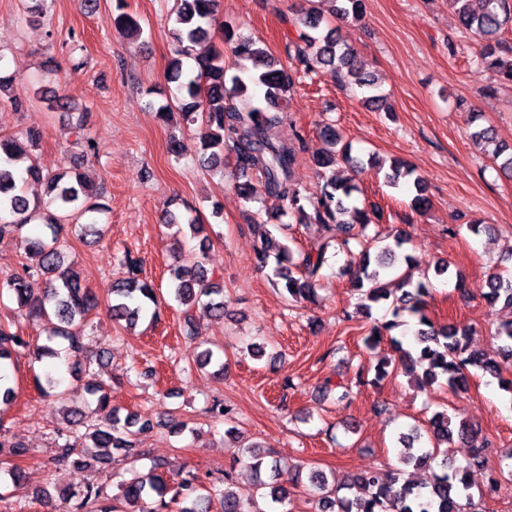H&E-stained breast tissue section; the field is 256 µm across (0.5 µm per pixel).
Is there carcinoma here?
Segmentation results:
<instances>
[{"mask_svg":"<svg viewBox=\"0 0 512 512\" xmlns=\"http://www.w3.org/2000/svg\"><path fill=\"white\" fill-rule=\"evenodd\" d=\"M331 4L334 17L361 18L365 0H309L310 7L298 19L299 34L290 44L292 57L314 72L321 67L330 70L336 80L357 87L362 103L375 111H389L387 97L382 93L375 77L364 71L363 62L355 47L329 29L320 32L325 16L321 5ZM218 0H179L171 37L173 55L169 62L170 81L178 83L179 92L189 101L182 104L181 114L188 124L201 122L206 132L201 137L200 151L206 163L217 166L224 163V149L235 157V169L243 183L235 188L249 201L258 193L288 208L295 223L316 227L324 235L325 243L309 250L293 249L294 239L288 236L287 224L258 225V241L254 259L260 270H270L268 281L288 294L293 302H311L324 264L327 248L333 247L355 257L346 273L351 288L364 299L360 310L369 318L372 305L389 303L390 318L376 320L364 336L367 348L377 347L380 340L390 338L393 355L380 359L375 366L376 384L403 368L416 375L417 385L424 388L444 379L452 391L467 386L469 370L477 368L498 377L503 366L512 365V321L497 325L494 336L501 342L498 358L470 349L472 328L457 324L437 326L429 322L426 314L430 297V279L413 281L408 275L394 280L386 279V270L397 257V252L409 244V237L400 230L392 242L378 245L368 234L371 219L367 211L349 206L348 200L358 191L350 178L336 177V165L343 163L355 168L356 160L348 144L332 123L319 127L325 144L321 153L312 156V163L322 183L316 192L303 193L294 183L293 173L300 161L297 148L288 143L282 130L288 110V92L295 84L296 72L275 58L262 46L259 39L247 36L238 29L225 25L221 32L223 47L198 55L195 46L211 38L212 27L217 25ZM455 13L461 37H475L482 41L476 61L496 71L505 83L512 84V44L501 37L512 27V0H481L474 8L473 0H448ZM125 0H116L118 14L110 18L112 25L131 38L143 34L140 20L124 11ZM239 61L236 74L226 76L224 52ZM477 143L493 146L488 158L506 176L512 177V151L495 144L494 130L490 126L476 125L469 132ZM36 135L26 133L13 138L0 139V238L18 237L31 224H41L47 232L26 239V250L35 257L36 264L25 265L21 271L0 278V299L13 297L18 308L26 315L45 321L47 343L36 346L37 356L55 357L58 350L51 345L55 340L67 342L68 356L75 357L73 373L86 379V391L95 398L98 423L87 429L84 440L88 448H117L137 461L141 450L136 448L132 436L149 423H138L131 415H121V409L112 405V385L100 380L83 367L78 357L83 353V340L71 329L77 320L98 306L92 291L82 284L77 266L67 261L62 250V234L66 220L74 215L102 213L107 209L95 201L79 174L63 172L45 175L30 163V150ZM31 180L46 184V198L32 199L18 193V184ZM384 183L394 189L405 188L413 193L411 207L424 211L430 205L424 177L416 174L408 164L393 160L383 172ZM190 235L199 240L198 248L179 254L177 264L169 269L170 290L180 305L185 307L186 325L193 323L196 314L222 318L226 302L224 288L205 268L206 243L204 224L196 218L187 224ZM128 276L112 286V299L108 310L112 321L129 328L150 318L155 323L159 309L148 312V304H157L152 284L140 279L139 263L125 254ZM43 278L49 288L35 291L32 282ZM485 299L489 306L498 303L512 307V275L492 272L487 276ZM408 315L417 320L419 328L411 346L390 333L398 328L401 317ZM30 349L23 336L0 325V406L10 405L16 397L11 385L10 368L15 358ZM201 368L216 367V374H224L220 355L205 349L197 355ZM471 428L464 420L448 414L435 413L424 429L414 427L399 433L397 442L402 450L397 457L399 467L390 472L368 470L354 481L336 485L318 470L309 473L308 480L316 498L318 512H479L472 485L466 480L467 469L454 465L448 456V447L464 441ZM240 457L255 474L271 473V481L261 482V497L270 498L282 506L288 503L289 489L277 481L280 461L253 443L237 445ZM27 448L0 438V470L18 481V468L8 467L10 461L24 456ZM425 467L429 476L420 484L403 479L405 467ZM156 467L121 482L116 504H106L104 485L89 483L70 495L72 504L68 512H169L170 505L178 512H209L211 501L196 495L197 477L188 474L169 481L155 473ZM220 498L223 512H259L242 502L229 488L214 489Z\"/></svg>","mask_w":512,"mask_h":512,"instance_id":"cac0c4a2","label":"carcinoma"}]
</instances>
